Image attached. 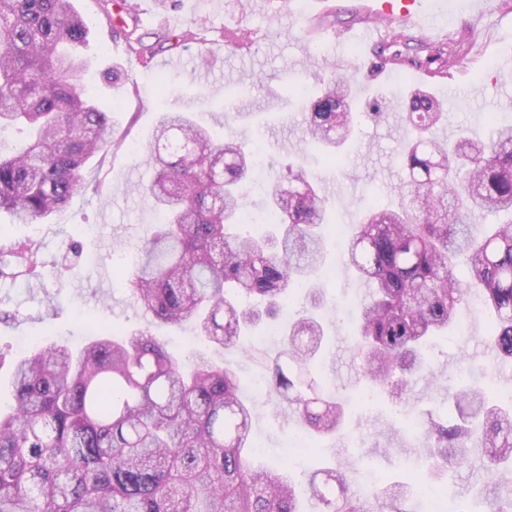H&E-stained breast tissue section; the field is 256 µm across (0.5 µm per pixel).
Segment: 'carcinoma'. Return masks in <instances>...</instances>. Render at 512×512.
<instances>
[{
    "label": "carcinoma",
    "mask_w": 512,
    "mask_h": 512,
    "mask_svg": "<svg viewBox=\"0 0 512 512\" xmlns=\"http://www.w3.org/2000/svg\"><path fill=\"white\" fill-rule=\"evenodd\" d=\"M87 43L72 0H0V129L31 134L0 151V212L17 224L50 221L86 191L82 170L110 147L111 112L80 88ZM396 45L387 44L390 61L445 70L460 61L462 40L452 35L424 56ZM285 93L305 103L306 144L336 157L363 116L347 84L333 77L312 98ZM404 105L398 191L409 201L369 207L348 249L351 270L371 287L353 328L358 376L395 404L430 372L426 353L474 292L494 314L489 347L512 361V218L471 223L478 212L512 215V126L493 127L485 141L462 130L450 146L433 135L448 118L435 94L414 89ZM147 149L155 172L139 192L162 220L125 271L130 297L153 322L190 321L215 349L234 346L320 272L328 201L290 161L267 190L264 223L274 231L242 230L256 147L216 140L171 112ZM40 266L32 244L0 245V276L32 279ZM309 297L312 308L284 330L268 392L296 405L317 438L336 433L346 409L319 383L325 331ZM13 390L0 410V512H299L303 492L321 512H405L404 486L363 498L349 491L347 466L315 471L304 487L284 465H254L253 407L236 374L213 356L174 357L143 330L120 339L103 331L79 351L39 346L16 360ZM450 399L451 418L425 423L427 479L472 466L479 448L499 488L495 512H512V398L458 387Z\"/></svg>",
    "instance_id": "obj_1"
}]
</instances>
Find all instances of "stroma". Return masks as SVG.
I'll return each mask as SVG.
<instances>
[{
  "mask_svg": "<svg viewBox=\"0 0 512 512\" xmlns=\"http://www.w3.org/2000/svg\"><path fill=\"white\" fill-rule=\"evenodd\" d=\"M88 30L86 53L93 64L83 84L100 106L111 111L115 141L103 161H91L83 176L91 189L72 198L49 222L15 224L0 215V242L33 241L43 262L39 278L26 281L0 276V352L9 361L29 347L65 343L79 348L101 330L150 329L175 355L200 349L191 325L148 324L118 277L119 250H134L149 236L158 215L136 192L151 179L147 144L169 112H189L216 137L233 135L260 146L267 163L262 181H270L272 163L305 147V114L284 87H314L327 75L342 78L357 97L378 92L388 112L378 123L358 127L342 164L329 168L308 157L318 175L338 232L327 242L328 268L320 277L321 318L327 344L324 373L328 389L348 404L349 416L335 437L303 462L304 470L352 460L353 489L365 494L371 484L411 481L430 461L420 428L395 413L384 395L362 405L365 384L357 373L351 339L353 304L368 294L350 274L345 238L372 203L397 206L401 174L398 148L406 136L399 102L407 86H424L443 97L447 125L467 127L478 137L492 125H512V83L500 73L512 69V4L504 0H418L422 14L448 31L466 35V54L447 77L433 80L423 71L402 72L384 66L377 54L393 32L381 28L380 39H354L368 0H177L161 9L158 0H127L133 15L115 0H74ZM137 28L154 52L142 59L125 32ZM194 39H187V32ZM180 57L179 66H164ZM257 75L247 91L237 93L243 78ZM465 331H452L429 351L432 377L419 379L405 400L419 417L447 407L448 391L461 381L491 384L493 394L512 391V365L495 366L486 337L490 320L480 306L459 318ZM225 365L240 376L242 394L255 405L251 438L260 445V463L277 465L289 437L301 434L287 405L270 396L260 380L261 368L234 348L224 350ZM0 365V404L12 401L11 366ZM480 466L452 474L440 484L448 506L471 502L485 488Z\"/></svg>",
  "mask_w": 512,
  "mask_h": 512,
  "instance_id": "obj_1",
  "label": "stroma"
}]
</instances>
